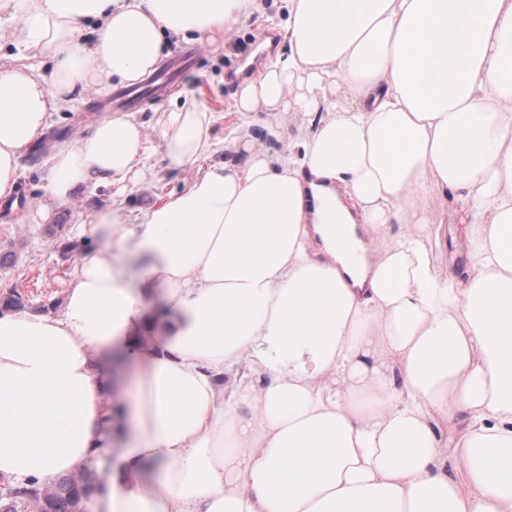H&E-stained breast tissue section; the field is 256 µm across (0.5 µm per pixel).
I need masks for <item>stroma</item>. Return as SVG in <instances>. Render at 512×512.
<instances>
[{
	"label": "stroma",
	"instance_id": "35a3bbf8",
	"mask_svg": "<svg viewBox=\"0 0 512 512\" xmlns=\"http://www.w3.org/2000/svg\"><path fill=\"white\" fill-rule=\"evenodd\" d=\"M282 0H264L262 9L244 15L230 42L198 46L189 67L173 93L143 99L127 112L143 122L147 134H154L175 106L193 102L211 118L213 143L211 162L229 165L243 163L244 143L250 142L271 159L287 155L288 147L313 130L302 112L273 110L258 106L250 118L237 110L238 82L228 76L236 71L242 57L255 40H262L268 61L284 53ZM115 88L83 95L80 101L62 105L53 112L50 125L38 143L19 159L16 191L8 202H0V294L16 290L23 307L35 314L49 315L61 306L74 264L85 256L89 245L75 240L76 224L87 222L99 211L114 208L127 217L146 212L168 193L187 187L198 175V168L174 169L163 148H156L143 177L131 185L126 196L113 197L107 187H85L70 204H57L46 189V162L61 146L73 144L88 127L105 113L106 100ZM462 200L451 190L428 199L423 207L429 227L419 224H393L391 237L424 235L431 261L440 274L464 279L471 255L459 231L458 214Z\"/></svg>",
	"mask_w": 512,
	"mask_h": 512
}]
</instances>
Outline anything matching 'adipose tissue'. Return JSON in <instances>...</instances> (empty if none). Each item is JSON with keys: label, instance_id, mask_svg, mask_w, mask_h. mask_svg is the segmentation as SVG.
Returning <instances> with one entry per match:
<instances>
[{"label": "adipose tissue", "instance_id": "obj_1", "mask_svg": "<svg viewBox=\"0 0 512 512\" xmlns=\"http://www.w3.org/2000/svg\"><path fill=\"white\" fill-rule=\"evenodd\" d=\"M251 0H0V200L73 96L155 72L166 34L215 43ZM286 58L240 111L357 97L299 161L246 145L141 223L106 209L77 235L57 313L0 315V478L42 488L110 450L92 512H512V0H286ZM51 56L42 73L29 56ZM198 105L159 133L170 167L212 149ZM123 112L48 160L61 204L124 195L149 156ZM463 191L471 265L442 277L416 200ZM492 211L493 221L479 217ZM364 224L385 247L365 264ZM135 374L128 412L111 373ZM466 416L451 442L436 423Z\"/></svg>", "mask_w": 512, "mask_h": 512}]
</instances>
